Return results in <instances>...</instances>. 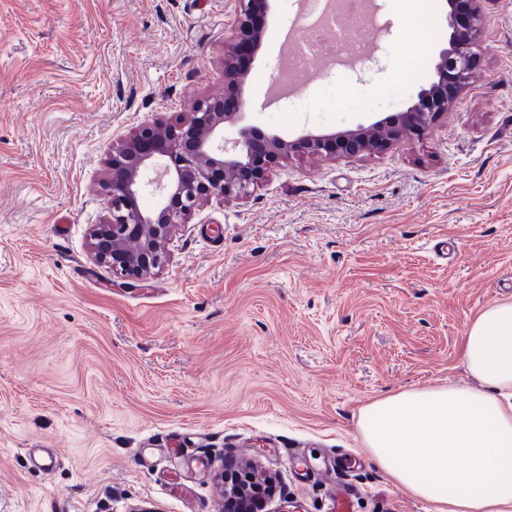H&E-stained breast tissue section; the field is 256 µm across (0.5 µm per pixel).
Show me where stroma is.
Returning <instances> with one entry per match:
<instances>
[{
	"label": "stroma",
	"instance_id": "35a3bbf8",
	"mask_svg": "<svg viewBox=\"0 0 512 512\" xmlns=\"http://www.w3.org/2000/svg\"><path fill=\"white\" fill-rule=\"evenodd\" d=\"M470 81L430 139L293 153L178 227L167 266L90 256L113 143L227 97L235 0H0V512H431L362 444L363 405L468 388L472 320L512 300V0H481ZM302 0H271L244 121L292 141L406 111L436 79L447 0H379L367 57L267 104ZM29 448L56 456L51 472ZM247 490H241L238 487L231 493L228 491L226 512H258L263 507L262 496L255 493L250 494Z\"/></svg>",
	"mask_w": 512,
	"mask_h": 512
}]
</instances>
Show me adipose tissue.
<instances>
[{
	"label": "adipose tissue",
	"mask_w": 512,
	"mask_h": 512,
	"mask_svg": "<svg viewBox=\"0 0 512 512\" xmlns=\"http://www.w3.org/2000/svg\"><path fill=\"white\" fill-rule=\"evenodd\" d=\"M464 364L477 385L428 387L360 410L365 448L432 512H512V302L470 324Z\"/></svg>",
	"instance_id": "obj_1"
}]
</instances>
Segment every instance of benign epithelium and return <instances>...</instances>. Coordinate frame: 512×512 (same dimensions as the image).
I'll return each instance as SVG.
<instances>
[{
    "label": "benign epithelium",
    "mask_w": 512,
    "mask_h": 512,
    "mask_svg": "<svg viewBox=\"0 0 512 512\" xmlns=\"http://www.w3.org/2000/svg\"><path fill=\"white\" fill-rule=\"evenodd\" d=\"M269 0H238L237 18L225 37L224 82L242 84L247 74L236 63L241 43L258 50L265 29L252 24L253 17L266 12ZM474 47L450 41L439 54V80L452 72L466 83L473 69ZM448 111V96L435 84L418 94V102L407 111L384 122L359 126L329 135H305L285 141L271 135L258 137L257 129L241 123L243 113L224 111V100L207 97L192 107L189 119L161 132L145 122L138 133L112 148V173L105 187L109 218L90 233L94 259L112 267L122 277L142 278L163 267L170 258L169 245L174 228L187 221L190 213L209 198H244L282 157L292 152L310 156L323 154L357 156L373 154L413 135L422 140L434 131L439 116ZM160 166L154 180L160 199L154 208H141L139 199L148 183L143 176ZM240 474L224 473L229 490V512H258L263 499L256 491L264 487V476L251 473L248 481L255 493L239 488Z\"/></svg>",
    "instance_id": "benign-epithelium-1"
}]
</instances>
